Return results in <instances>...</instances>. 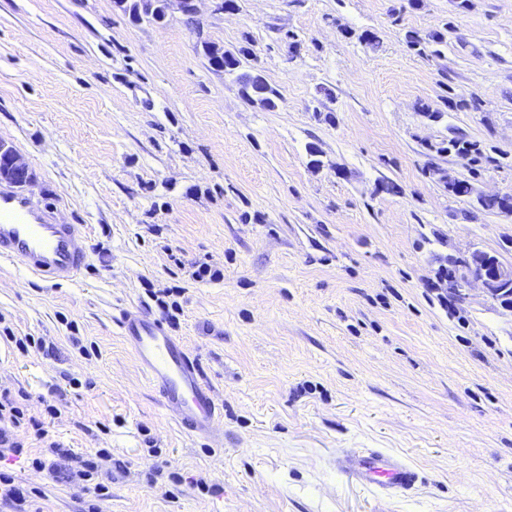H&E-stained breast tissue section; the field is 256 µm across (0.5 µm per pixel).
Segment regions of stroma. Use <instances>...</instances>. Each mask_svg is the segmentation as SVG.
<instances>
[{"label":"stroma","instance_id":"obj_1","mask_svg":"<svg viewBox=\"0 0 512 512\" xmlns=\"http://www.w3.org/2000/svg\"><path fill=\"white\" fill-rule=\"evenodd\" d=\"M197 8L156 25L113 0H0V140L28 166L24 195L90 228L75 283L0 260V397L114 462L98 499L32 467L45 449L29 427L0 473L40 490L32 512H512V304L436 289L448 254L512 263V216L476 201L512 195V0ZM442 28L439 56L409 48ZM206 41L251 45L242 68L277 108L214 70ZM448 91L481 111L445 105ZM455 131L491 155L477 174L433 152ZM439 169L474 195H449ZM203 264L221 279L192 278ZM158 288L224 408L223 447L166 416L121 337L125 310L164 319ZM24 336L56 349L22 351ZM343 448L396 453L424 482L379 500L337 471ZM243 84V94L249 101L260 103L268 109H275L280 100L279 93L271 87L259 72L240 75Z\"/></svg>","mask_w":512,"mask_h":512}]
</instances>
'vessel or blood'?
Listing matches in <instances>:
<instances>
[{"label": "vessel or blood", "instance_id": "1", "mask_svg": "<svg viewBox=\"0 0 512 512\" xmlns=\"http://www.w3.org/2000/svg\"><path fill=\"white\" fill-rule=\"evenodd\" d=\"M87 225L46 218L39 203L10 187H0V259L21 262L51 285L75 281L88 259ZM121 335L139 368L159 394L166 414L182 428L209 437L222 417L213 389L184 343L143 309L123 312ZM336 467L352 480L393 498L415 491L421 472L378 449H347Z\"/></svg>", "mask_w": 512, "mask_h": 512}]
</instances>
